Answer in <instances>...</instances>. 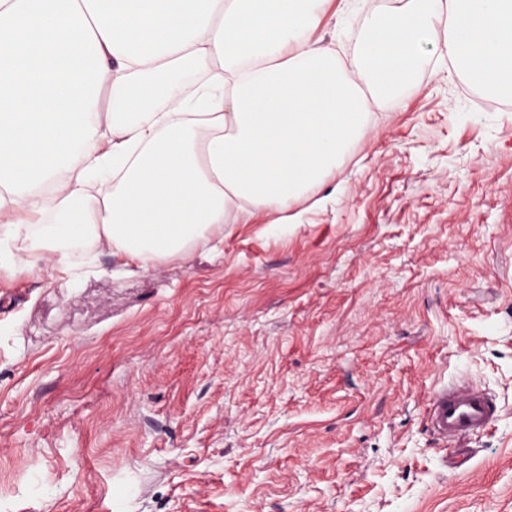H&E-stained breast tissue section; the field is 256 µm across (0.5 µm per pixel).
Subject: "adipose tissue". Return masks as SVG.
Listing matches in <instances>:
<instances>
[{
  "instance_id": "adipose-tissue-1",
  "label": "adipose tissue",
  "mask_w": 512,
  "mask_h": 512,
  "mask_svg": "<svg viewBox=\"0 0 512 512\" xmlns=\"http://www.w3.org/2000/svg\"><path fill=\"white\" fill-rule=\"evenodd\" d=\"M327 0H0L5 270L85 241L148 271L222 229L287 213L332 177L366 94L441 43L449 74L512 101V0H394L348 64L311 32ZM201 75L188 87L183 71ZM113 183L94 196L87 178Z\"/></svg>"
}]
</instances>
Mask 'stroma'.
Wrapping results in <instances>:
<instances>
[{"label": "stroma", "mask_w": 512, "mask_h": 512, "mask_svg": "<svg viewBox=\"0 0 512 512\" xmlns=\"http://www.w3.org/2000/svg\"><path fill=\"white\" fill-rule=\"evenodd\" d=\"M390 5L329 0L315 36L348 61ZM440 52L300 223L0 270V512H512V103ZM458 380L498 414L453 469L427 407Z\"/></svg>", "instance_id": "obj_1"}]
</instances>
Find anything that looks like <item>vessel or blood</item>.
<instances>
[{
	"instance_id": "1",
	"label": "vessel or blood",
	"mask_w": 512,
	"mask_h": 512,
	"mask_svg": "<svg viewBox=\"0 0 512 512\" xmlns=\"http://www.w3.org/2000/svg\"><path fill=\"white\" fill-rule=\"evenodd\" d=\"M495 417L493 399L465 381L438 390L428 408L433 430L446 440L460 441L485 430Z\"/></svg>"
}]
</instances>
